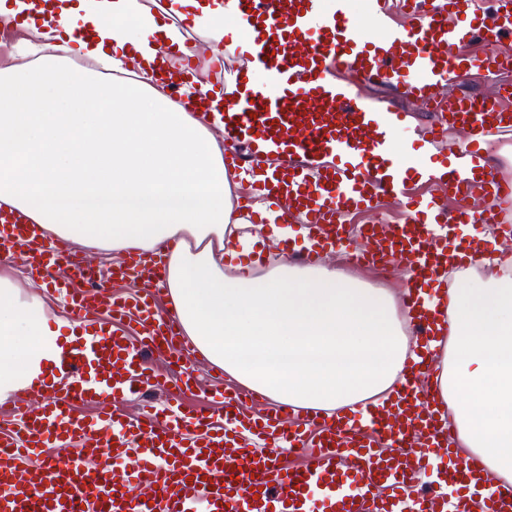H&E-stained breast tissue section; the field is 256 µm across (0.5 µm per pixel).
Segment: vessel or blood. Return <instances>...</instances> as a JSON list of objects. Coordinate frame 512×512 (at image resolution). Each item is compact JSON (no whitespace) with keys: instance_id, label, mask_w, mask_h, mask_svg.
<instances>
[{"instance_id":"vessel-or-blood-1","label":"vessel or blood","mask_w":512,"mask_h":512,"mask_svg":"<svg viewBox=\"0 0 512 512\" xmlns=\"http://www.w3.org/2000/svg\"><path fill=\"white\" fill-rule=\"evenodd\" d=\"M491 16L475 0H402L407 23L389 25L386 0H364L374 21L359 30L347 0H239L253 23L251 66L237 73L243 88L262 76L264 92L228 95L223 77L212 100L224 106V166L242 176L247 194L238 200L250 223L270 219L308 233L317 243L305 253L283 246L287 259L310 262L335 248H350L355 263L383 267L397 262L410 272L406 309L416 341L434 339V320L422 306L426 288L445 286L448 241L457 229L462 258L488 251L482 227L504 223L498 202L512 199V180L488 159L486 140L512 133V87L496 96L463 94L442 99L437 88L463 82L470 69L493 72L512 55L466 57L461 42L494 44L512 38V0H497ZM197 44L165 47L160 78L193 71ZM348 71V83L332 74ZM367 82L398 86L436 112V123L410 138L418 156L446 140L440 195L423 201L409 193L411 169L393 149L407 119L394 105L375 107L354 90ZM275 156L277 163L261 161ZM380 196L398 200L396 224H365L364 248L350 246L345 216L369 208ZM0 238L22 246L27 270L65 295L78 336L50 367L39 402L0 416V512H191L206 500L208 512H512V484L491 485L480 459L453 463L455 437L430 398V361L409 363L393 400L362 413L328 416L282 405L259 418L245 415L243 399L224 405V424L184 413V391L195 384L190 346L180 345L178 321L161 311L163 270L130 252L121 276L142 283L139 295L110 299L106 283L77 251L60 239L41 238L37 225L0 209ZM114 318L138 314L139 342L86 322L90 309ZM165 352L181 369L179 385L165 389L150 359ZM165 390L163 406L145 404L137 415L123 401ZM100 406L95 420L75 417L77 404ZM63 453L52 468L32 464L42 448ZM304 450L301 468L282 466L276 449Z\"/></svg>"}]
</instances>
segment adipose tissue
Listing matches in <instances>:
<instances>
[{
  "mask_svg": "<svg viewBox=\"0 0 512 512\" xmlns=\"http://www.w3.org/2000/svg\"><path fill=\"white\" fill-rule=\"evenodd\" d=\"M0 0L20 20L16 63L0 67V205L45 237L104 252L151 255L165 241L163 286L195 350L246 388L282 405L338 411L381 405L415 360L396 300L329 264L286 262L224 271V239L247 253L284 240L277 224L250 232L233 213V178L218 138L222 108L206 120L180 107L156 77L163 45L200 33L214 52L248 49L228 35L237 0ZM88 59L73 68L70 53ZM36 64H27V57ZM434 394L457 443L512 482V275L456 273ZM73 323L0 276V402L44 388Z\"/></svg>",
  "mask_w": 512,
  "mask_h": 512,
  "instance_id": "ef3b65f1",
  "label": "adipose tissue"
}]
</instances>
